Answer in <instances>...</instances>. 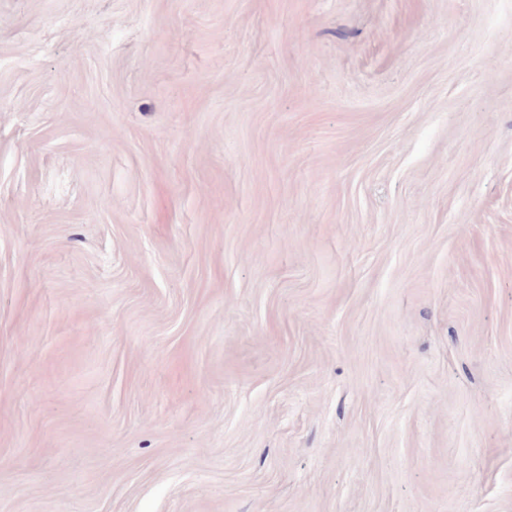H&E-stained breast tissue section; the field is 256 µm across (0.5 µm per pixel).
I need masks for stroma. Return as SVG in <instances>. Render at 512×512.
Segmentation results:
<instances>
[{
  "instance_id": "obj_1",
  "label": "stroma",
  "mask_w": 512,
  "mask_h": 512,
  "mask_svg": "<svg viewBox=\"0 0 512 512\" xmlns=\"http://www.w3.org/2000/svg\"><path fill=\"white\" fill-rule=\"evenodd\" d=\"M0 512H512V0H0Z\"/></svg>"
}]
</instances>
